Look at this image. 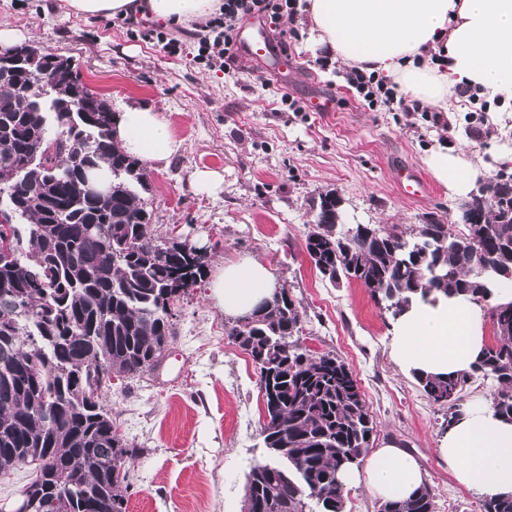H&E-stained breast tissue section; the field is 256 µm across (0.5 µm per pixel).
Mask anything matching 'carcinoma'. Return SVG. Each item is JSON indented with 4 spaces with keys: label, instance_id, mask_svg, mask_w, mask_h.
Returning <instances> with one entry per match:
<instances>
[{
    "label": "carcinoma",
    "instance_id": "carcinoma-1",
    "mask_svg": "<svg viewBox=\"0 0 512 512\" xmlns=\"http://www.w3.org/2000/svg\"><path fill=\"white\" fill-rule=\"evenodd\" d=\"M97 103L69 112L76 94ZM108 101L83 83L69 59L45 63L43 80L0 74V172L32 151L59 145L24 183H0L12 201L0 241L14 259L0 264V473L35 465L33 512H126L127 478L112 457L134 448L118 432L104 391L112 374L151 367L173 337L171 305L201 281L205 265L152 230L142 197V163L113 136ZM94 168L112 192L81 189ZM462 230L433 217L401 224H344L329 194L319 197L306 235L312 263L330 283L356 281L391 317L435 291L488 303L494 342L470 370L414 378L453 425L463 390L476 376L496 381L491 407L512 421V173L497 175L461 206ZM300 314L288 289L267 298L251 319L234 318L228 336L265 383L262 427L267 456L254 461L246 487L255 512H345L338 473L360 465L374 422L358 380L332 352L299 341ZM425 484L387 512H435ZM483 512H512V496L484 500Z\"/></svg>",
    "mask_w": 512,
    "mask_h": 512
}]
</instances>
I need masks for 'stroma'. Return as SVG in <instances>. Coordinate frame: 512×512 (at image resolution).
Segmentation results:
<instances>
[{"label":"stroma","instance_id":"stroma-1","mask_svg":"<svg viewBox=\"0 0 512 512\" xmlns=\"http://www.w3.org/2000/svg\"><path fill=\"white\" fill-rule=\"evenodd\" d=\"M22 31L28 45L71 60L85 85L119 113L129 106L163 112L180 148L148 166L152 222L159 236H179L206 252L205 275L181 298L174 338L162 363L136 376L113 378L107 404L119 433L140 449L126 465L127 512H242L245 477L263 457L264 402L250 356L224 331L227 313L212 286L225 265L255 258L287 287L302 318L300 342L311 353L333 352L353 371L376 428L371 448L393 444L416 456L428 473L435 512H481L482 495L458 484L436 453L444 410L400 370L391 355L393 322L358 282L331 286L311 263L305 236L314 202L333 191L347 224H401L426 217L460 221L461 202L433 183L411 201L396 183L401 167L425 171L435 145L481 155L490 175L496 156L512 148V119L498 127L468 124L475 111L369 110L349 90L346 69L323 63L298 18L288 77L262 65L224 73L195 62L197 47L169 53L145 39L154 27L66 13L62 0H0V23ZM301 104L281 109L282 95ZM331 111L312 110L317 96ZM219 176L210 191L193 175Z\"/></svg>","mask_w":512,"mask_h":512}]
</instances>
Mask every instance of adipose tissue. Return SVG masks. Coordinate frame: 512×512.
<instances>
[{"instance_id":"adipose-tissue-1","label":"adipose tissue","mask_w":512,"mask_h":512,"mask_svg":"<svg viewBox=\"0 0 512 512\" xmlns=\"http://www.w3.org/2000/svg\"><path fill=\"white\" fill-rule=\"evenodd\" d=\"M79 16L142 12L171 25L206 23L221 0H65ZM315 42L349 68L398 82L408 97L438 112L455 108L460 89L477 93L490 113L512 105V0H307ZM122 150L148 164L168 161L180 143L169 121L151 108L131 107L114 119ZM424 163L449 195L468 199L488 177L480 158L439 146ZM226 312L251 311L273 289V275L247 259L225 266L215 285ZM487 305L432 293L412 302L394 322L391 352L406 371L464 372L485 345ZM438 455L454 479L485 496L512 494V422L489 404L462 408L438 440ZM428 474L404 449L372 452L365 468L350 467L344 489L366 485L384 500H402L426 484Z\"/></svg>"}]
</instances>
